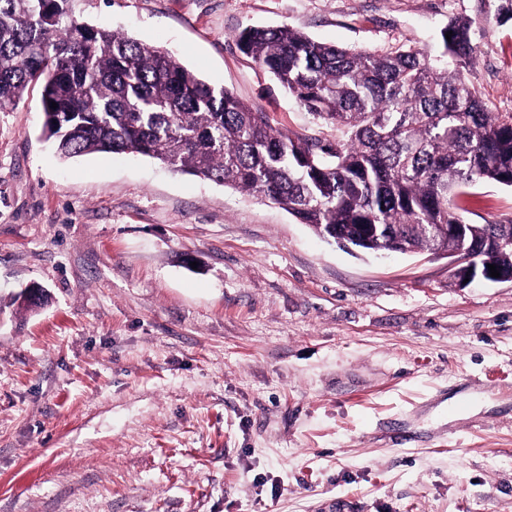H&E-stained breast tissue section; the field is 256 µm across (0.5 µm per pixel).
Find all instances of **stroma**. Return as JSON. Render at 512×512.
Instances as JSON below:
<instances>
[{"instance_id": "35a3bbf8", "label": "stroma", "mask_w": 512, "mask_h": 512, "mask_svg": "<svg viewBox=\"0 0 512 512\" xmlns=\"http://www.w3.org/2000/svg\"><path fill=\"white\" fill-rule=\"evenodd\" d=\"M272 125L335 140L243 55L248 26L438 51L512 113V20L477 0H74ZM41 88L0 110V512H512V283L320 238L142 155L64 160ZM453 204L512 222V188ZM45 288L30 312L14 296ZM475 21L466 18L461 20L451 21L443 31H441L442 42V56H449L456 61H463L470 57L474 50L475 44L473 42V25ZM452 31L451 41L445 37L446 33Z\"/></svg>"}]
</instances>
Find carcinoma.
Instances as JSON below:
<instances>
[{
  "instance_id": "cac0c4a2",
  "label": "carcinoma",
  "mask_w": 512,
  "mask_h": 512,
  "mask_svg": "<svg viewBox=\"0 0 512 512\" xmlns=\"http://www.w3.org/2000/svg\"><path fill=\"white\" fill-rule=\"evenodd\" d=\"M72 2L0 0V109L40 85L46 139L60 157L140 154L269 200L333 241L374 224L366 251L458 250L512 272V252L493 246L512 224L469 225L452 240L446 231L465 223L451 198L480 181L512 186V115L490 111L438 56L351 50L287 25L239 31L243 54L342 130L325 142L273 129L266 113L172 54L81 21ZM473 25L450 22L442 55L470 57Z\"/></svg>"
}]
</instances>
